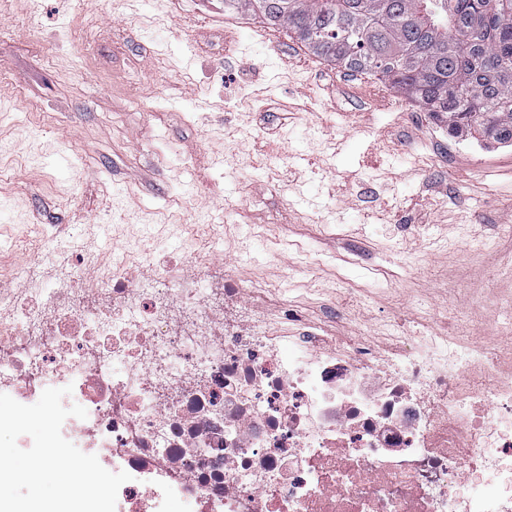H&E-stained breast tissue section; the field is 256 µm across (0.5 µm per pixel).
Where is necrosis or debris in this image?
Listing matches in <instances>:
<instances>
[{"label": "necrosis or debris", "mask_w": 512, "mask_h": 512, "mask_svg": "<svg viewBox=\"0 0 512 512\" xmlns=\"http://www.w3.org/2000/svg\"><path fill=\"white\" fill-rule=\"evenodd\" d=\"M44 224L0 290V393L72 386L63 436L131 476L116 512H512V350L423 324L335 335L267 282L136 230ZM98 270L95 284L85 274Z\"/></svg>", "instance_id": "1"}]
</instances>
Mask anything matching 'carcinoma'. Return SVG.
I'll use <instances>...</instances> for the list:
<instances>
[{"label": "carcinoma", "instance_id": "1", "mask_svg": "<svg viewBox=\"0 0 512 512\" xmlns=\"http://www.w3.org/2000/svg\"><path fill=\"white\" fill-rule=\"evenodd\" d=\"M286 25L460 137L512 144V0H224Z\"/></svg>", "mask_w": 512, "mask_h": 512}]
</instances>
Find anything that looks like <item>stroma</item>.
<instances>
[{"mask_svg":"<svg viewBox=\"0 0 512 512\" xmlns=\"http://www.w3.org/2000/svg\"><path fill=\"white\" fill-rule=\"evenodd\" d=\"M379 85L224 0H0V249L24 264L10 239L41 224H259L310 249L234 255L241 280L319 295L391 279L340 334L409 335L416 314L493 335L507 309L465 291L504 285L512 145L456 137Z\"/></svg>","mask_w":512,"mask_h":512,"instance_id":"stroma-1","label":"stroma"}]
</instances>
